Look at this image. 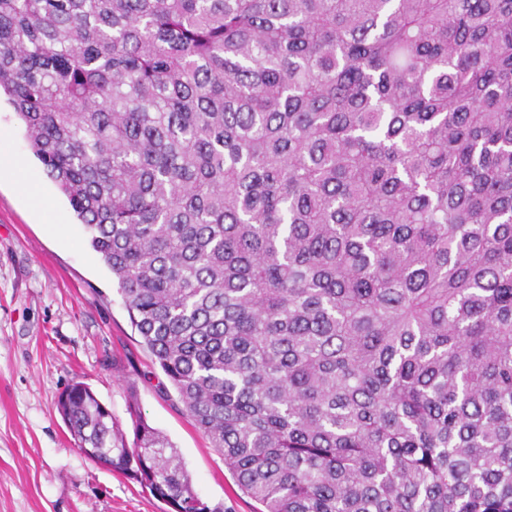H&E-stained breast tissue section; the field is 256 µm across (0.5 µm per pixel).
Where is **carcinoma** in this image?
Here are the masks:
<instances>
[{
  "mask_svg": "<svg viewBox=\"0 0 512 512\" xmlns=\"http://www.w3.org/2000/svg\"><path fill=\"white\" fill-rule=\"evenodd\" d=\"M0 92L261 512H512V0H0Z\"/></svg>",
  "mask_w": 512,
  "mask_h": 512,
  "instance_id": "cac0c4a2",
  "label": "carcinoma"
}]
</instances>
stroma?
I'll list each match as a JSON object with an SVG mask.
<instances>
[{"mask_svg": "<svg viewBox=\"0 0 512 512\" xmlns=\"http://www.w3.org/2000/svg\"><path fill=\"white\" fill-rule=\"evenodd\" d=\"M0 157L20 159L33 189L0 180V512H170L132 475L74 447L59 394L80 381L132 436L128 396L175 445L197 495L225 512H258L195 428L132 326L117 283L67 198L47 176L9 105Z\"/></svg>", "mask_w": 512, "mask_h": 512, "instance_id": "1", "label": "stroma"}]
</instances>
